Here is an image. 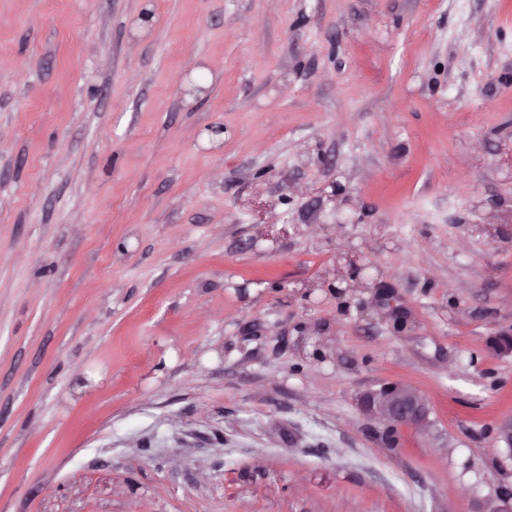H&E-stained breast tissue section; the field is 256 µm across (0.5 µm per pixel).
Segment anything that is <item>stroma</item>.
Masks as SVG:
<instances>
[{
  "label": "stroma",
  "instance_id": "1",
  "mask_svg": "<svg viewBox=\"0 0 512 512\" xmlns=\"http://www.w3.org/2000/svg\"><path fill=\"white\" fill-rule=\"evenodd\" d=\"M508 336L512 0H0V512H477ZM359 406L390 433L403 426L423 424L429 416V408L419 393L398 383L383 384L379 389L362 393Z\"/></svg>",
  "mask_w": 512,
  "mask_h": 512
}]
</instances>
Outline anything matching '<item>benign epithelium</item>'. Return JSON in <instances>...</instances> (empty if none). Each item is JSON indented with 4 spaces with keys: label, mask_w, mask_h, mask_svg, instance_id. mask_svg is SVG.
Segmentation results:
<instances>
[{
    "label": "benign epithelium",
    "mask_w": 512,
    "mask_h": 512,
    "mask_svg": "<svg viewBox=\"0 0 512 512\" xmlns=\"http://www.w3.org/2000/svg\"><path fill=\"white\" fill-rule=\"evenodd\" d=\"M359 406L390 433L403 426L423 424L429 416V408L419 393L398 383H387L362 393Z\"/></svg>",
    "instance_id": "obj_1"
}]
</instances>
